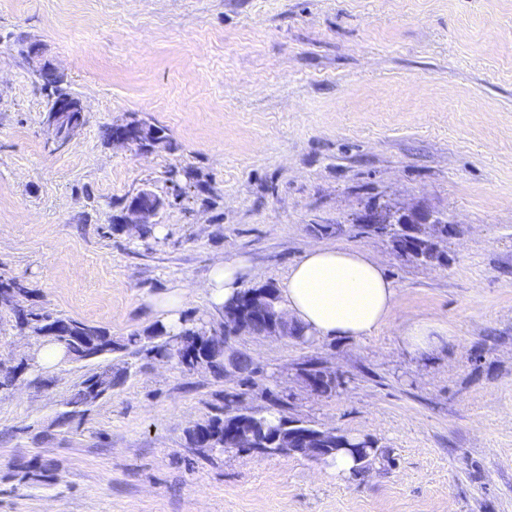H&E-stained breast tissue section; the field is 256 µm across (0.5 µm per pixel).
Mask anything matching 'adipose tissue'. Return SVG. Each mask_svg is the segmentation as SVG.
<instances>
[{"label":"adipose tissue","mask_w":512,"mask_h":512,"mask_svg":"<svg viewBox=\"0 0 512 512\" xmlns=\"http://www.w3.org/2000/svg\"><path fill=\"white\" fill-rule=\"evenodd\" d=\"M243 261H217L204 285L211 307L223 308L240 290ZM290 318L313 337L371 335L386 323L398 290L379 260L362 248L314 246L284 282Z\"/></svg>","instance_id":"obj_1"}]
</instances>
